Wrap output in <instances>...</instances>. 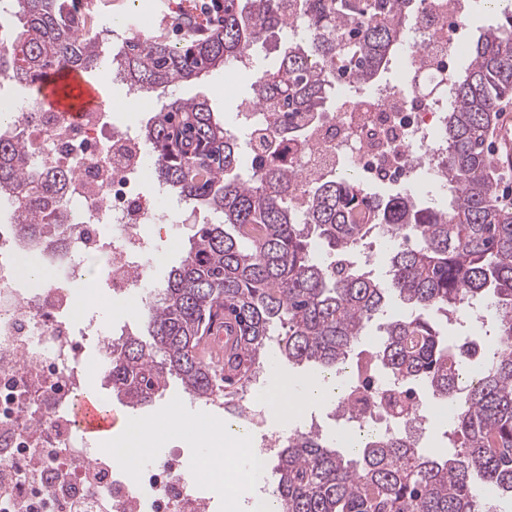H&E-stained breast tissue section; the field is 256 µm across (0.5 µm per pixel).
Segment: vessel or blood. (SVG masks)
<instances>
[{
    "label": "vessel or blood",
    "mask_w": 512,
    "mask_h": 512,
    "mask_svg": "<svg viewBox=\"0 0 512 512\" xmlns=\"http://www.w3.org/2000/svg\"><path fill=\"white\" fill-rule=\"evenodd\" d=\"M42 100L53 110L75 117L81 112L99 107L102 95L99 87L84 73L67 69L47 71L38 84ZM493 163L505 169L512 167V114L502 113L495 130ZM234 340L223 316H214L209 331L201 342L203 353L215 362H222ZM72 414L82 433L91 441L107 440L118 418L111 408L100 401L93 391L76 396Z\"/></svg>",
    "instance_id": "b4317fda"
}]
</instances>
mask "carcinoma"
<instances>
[{
    "instance_id": "obj_1",
    "label": "carcinoma",
    "mask_w": 512,
    "mask_h": 512,
    "mask_svg": "<svg viewBox=\"0 0 512 512\" xmlns=\"http://www.w3.org/2000/svg\"><path fill=\"white\" fill-rule=\"evenodd\" d=\"M8 2L0 7L1 83L31 87L47 69L102 67L101 37L73 0ZM415 14L414 0H224L220 23L210 30L187 23L182 46L164 35L131 39L108 63L147 95L219 67L228 72L261 36L294 18L306 24L253 84L251 102L284 119L277 135L256 141L270 161L250 179L235 173L240 138L204 101L172 94L141 129L158 182L219 220L197 225L186 257L145 310V332L112 339V390L129 406L152 403L174 379L194 400L224 397V413L243 419L240 395L260 374L274 325L286 328L280 351L288 362L336 372L392 299L415 308L385 323L370 356L392 380L420 386L451 409L453 454L425 452L406 434L366 433L351 456L315 431L290 435L274 455L276 512H494L491 499H512V210L493 197L484 147L512 91V10L493 11L496 21L469 44L470 62L457 78L445 126L447 206L371 196L341 173L314 183L299 209L289 203L296 174L275 159L277 140L300 137L302 125L326 110L339 75L362 86L388 68ZM1 187L12 193L22 235L52 232L43 219L57 182L32 166L26 145L2 137ZM377 230L402 239L384 279L336 265ZM313 234L330 259L314 256ZM476 297L493 311L497 342L469 379L462 364L481 354L480 344L440 332L432 316L461 315ZM218 308L238 328L224 357L232 376L199 351Z\"/></svg>"
}]
</instances>
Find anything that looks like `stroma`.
<instances>
[{"mask_svg": "<svg viewBox=\"0 0 512 512\" xmlns=\"http://www.w3.org/2000/svg\"><path fill=\"white\" fill-rule=\"evenodd\" d=\"M181 8L180 0H94L91 12L101 29L117 30L126 39L132 35L128 27L131 16L146 19L163 13L174 15ZM287 45V31L266 35L251 46L248 69L227 73L219 68L198 82L177 86L175 92L186 98L207 101L226 128H235L239 105L250 98L256 74L274 69ZM94 77L100 86L103 100L112 104L114 123L121 128H141L149 113L142 107L133 106L126 96L125 85L113 81L106 70L95 72ZM204 217V212H193L186 208L182 211L179 223L151 225V232L159 240L154 253L145 260L147 279L151 285L161 286L172 267L177 266L185 257L195 227ZM90 388L121 416L123 423L116 431L120 437L126 438L130 433L141 431L145 424L158 419L170 406H179L182 423L162 428L150 447L129 455L124 464L133 470L145 462L162 463L174 458L181 463L187 476L199 477L200 467L209 452L199 428L223 419V409L202 404L191 405L180 383L175 380L170 382L164 395L152 404L138 408L129 407L125 400L118 397L106 376L92 379Z\"/></svg>", "mask_w": 512, "mask_h": 512, "instance_id": "stroma-1", "label": "stroma"}]
</instances>
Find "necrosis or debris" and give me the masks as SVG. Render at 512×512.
Instances as JSON below:
<instances>
[{
  "mask_svg": "<svg viewBox=\"0 0 512 512\" xmlns=\"http://www.w3.org/2000/svg\"><path fill=\"white\" fill-rule=\"evenodd\" d=\"M470 9V0H424L400 57L406 85L356 99L353 80L344 79L341 108L320 114L302 137L279 141L278 161L307 181L347 172L366 187L410 186L424 171L440 182L445 106L467 50ZM0 106L20 110L12 134L32 148L34 167L66 177L52 242L20 236L11 221L0 225V512H210L201 483L177 464L130 471L121 462L124 449L94 450L71 413L97 372L82 357V339L110 346L121 325L116 319L102 329L91 307L76 309L78 294L97 297L106 281L116 295L151 301L144 259L155 239L145 227L169 221L139 191L152 158L138 133L111 122L110 106L72 120L1 91ZM91 257L104 279L82 276ZM32 263L45 271L36 285L25 271ZM264 401L254 387L246 416L248 472L258 487L252 512L264 510L268 464L284 440L268 433Z\"/></svg>",
  "mask_w": 512,
  "mask_h": 512,
  "instance_id": "4bbe7bcc",
  "label": "necrosis or debris"
}]
</instances>
